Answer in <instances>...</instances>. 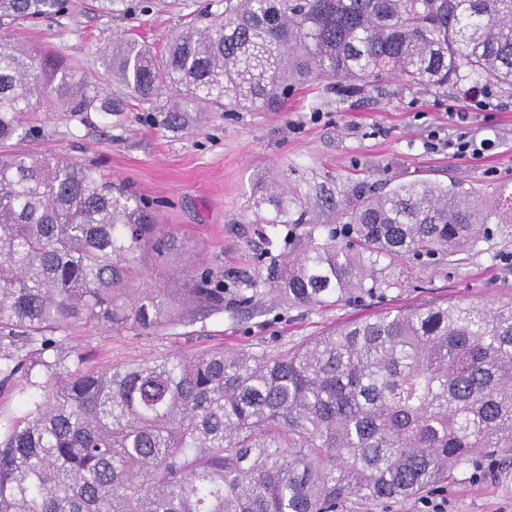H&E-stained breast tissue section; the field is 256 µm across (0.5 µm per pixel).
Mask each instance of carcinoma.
I'll list each match as a JSON object with an SVG mask.
<instances>
[{"label": "carcinoma", "instance_id": "1", "mask_svg": "<svg viewBox=\"0 0 512 512\" xmlns=\"http://www.w3.org/2000/svg\"><path fill=\"white\" fill-rule=\"evenodd\" d=\"M156 51L117 37L108 74L164 129L201 112L279 110L288 86L512 89V0H218ZM68 0H0V28L66 13ZM52 103L110 112L99 87L48 51L0 47V382L41 390L0 434V512H345L414 497L512 452V302L382 309L271 353H175L74 373L59 335L104 324L141 333L270 293L292 308L385 296L396 263L474 247L512 222V191L487 203L453 182L400 183L342 213L267 277L207 268L182 288H139L144 255L174 236L94 166L21 146ZM297 191L271 182L267 227L297 226ZM40 345L30 362L11 347ZM46 381H38L39 375Z\"/></svg>", "mask_w": 512, "mask_h": 512}]
</instances>
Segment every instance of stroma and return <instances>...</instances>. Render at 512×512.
I'll use <instances>...</instances> for the list:
<instances>
[{"instance_id": "obj_1", "label": "stroma", "mask_w": 512, "mask_h": 512, "mask_svg": "<svg viewBox=\"0 0 512 512\" xmlns=\"http://www.w3.org/2000/svg\"><path fill=\"white\" fill-rule=\"evenodd\" d=\"M209 0H126L108 12L105 0H70L67 14L10 29L0 42L41 47L75 67L111 97L112 111L71 116L57 107L27 115L37 130L29 149L96 165L113 181L149 201L185 251L167 263L147 260L152 286L181 279L190 264L223 271L225 280L263 277L270 262L287 258L307 239H326L337 213L355 191L370 194L414 179L458 181L482 201L498 187L512 189V90L494 88L488 106L466 121L448 117L460 105L456 88L432 93L389 78L360 91L335 81L292 87L281 112H210L203 122L168 130L154 125L146 105L111 81L101 50L120 34L164 44ZM467 134L488 139L483 158H460L448 141ZM285 177L301 191L306 222L260 237L249 220L262 183ZM499 305L512 301V223L456 263L416 267L406 288L357 304L288 308L261 295L252 308L178 321L155 334L98 326L80 329L57 349L70 370L137 363L175 352L264 348L287 350L326 329L385 308L444 300ZM448 512H512V458L477 457L471 470L434 490Z\"/></svg>"}]
</instances>
